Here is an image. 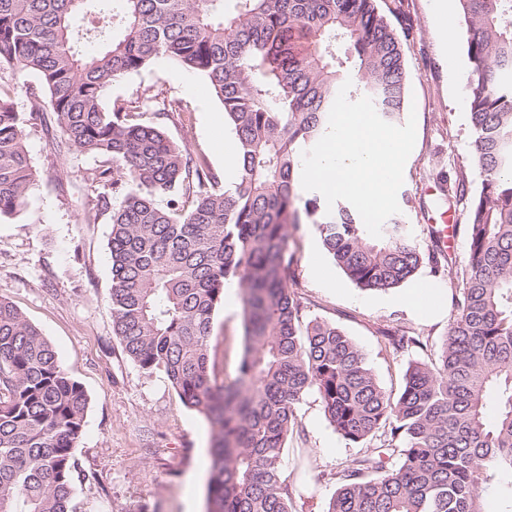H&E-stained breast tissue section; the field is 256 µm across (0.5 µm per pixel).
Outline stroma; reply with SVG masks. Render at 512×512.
Masks as SVG:
<instances>
[{
    "label": "stroma",
    "mask_w": 512,
    "mask_h": 512,
    "mask_svg": "<svg viewBox=\"0 0 512 512\" xmlns=\"http://www.w3.org/2000/svg\"><path fill=\"white\" fill-rule=\"evenodd\" d=\"M396 8L410 30L404 42L406 102L416 107V143L398 192L400 217L421 251L430 249L431 216L454 209L460 222L448 234L458 266L443 275L421 267L387 291L357 287L324 249L315 227L291 229L293 286L309 301L307 318L342 328L361 348L380 385L399 392L410 362L429 351L393 353L381 329L409 330L437 344L448 330L452 294L461 287L459 267L469 243L470 197L482 178L473 161V129L466 103L470 73L466 28L458 0L438 12L435 0H378ZM455 33L453 52H443L440 33ZM181 99L188 127L165 122L167 133L189 151H204L215 172L224 160L215 145L213 122L221 103L194 73L156 61L116 83L112 98L136 106L145 93ZM26 149L34 169L27 213L0 220V297L14 303L48 339L59 362L84 388L88 403L74 457L90 480L75 486L77 512H206L212 434L203 414L186 407L163 374H144L122 351L112 329L109 296L112 260L109 215L93 223L84 208L98 158L61 143L53 115L41 112L27 126ZM458 178L469 197L448 205L439 186ZM436 292L435 311L414 310L403 298L410 288ZM211 359L226 378L236 374L244 327L240 310L219 307L214 315ZM302 428L282 459V472L302 494L298 512H325L336 489L334 473L360 454L379 447L345 440L327 421L315 394L297 407Z\"/></svg>",
    "instance_id": "obj_1"
}]
</instances>
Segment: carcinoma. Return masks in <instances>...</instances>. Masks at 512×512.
I'll use <instances>...</instances> for the list:
<instances>
[{"instance_id": "carcinoma-1", "label": "carcinoma", "mask_w": 512, "mask_h": 512, "mask_svg": "<svg viewBox=\"0 0 512 512\" xmlns=\"http://www.w3.org/2000/svg\"><path fill=\"white\" fill-rule=\"evenodd\" d=\"M119 2L116 11L111 0H0V80L32 111L53 113L66 144L101 159L85 221L112 212L113 332L143 373L164 374L210 424L208 512H295L282 457L311 391L344 439L390 436L336 473L326 512H485L484 497L512 475V0H459L482 190L448 331L434 360L408 364L395 396L340 327L305 319L306 298L288 287V238L314 225L364 290L396 288L425 264L456 265L421 252L395 218L375 238L348 206L322 213L296 193L302 152L326 133L346 80L347 97L401 119L408 29L377 0ZM159 58L202 77L222 104L239 145L234 182L220 185L205 154L139 109L105 107L114 83ZM162 104L169 121H190L180 99ZM29 120L0 94V218L30 204ZM233 280L245 342L238 377L224 382L210 350ZM380 333L396 353L428 347L413 331ZM86 406L40 330L0 298V512H76Z\"/></svg>"}]
</instances>
